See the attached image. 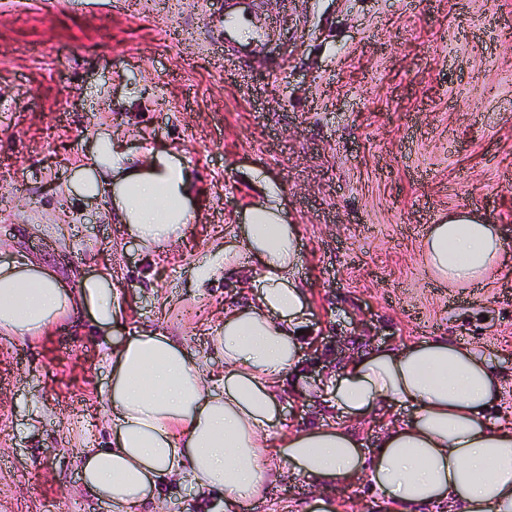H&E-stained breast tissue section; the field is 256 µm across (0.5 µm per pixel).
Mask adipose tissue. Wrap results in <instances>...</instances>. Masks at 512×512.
I'll return each instance as SVG.
<instances>
[{"label": "adipose tissue", "mask_w": 512, "mask_h": 512, "mask_svg": "<svg viewBox=\"0 0 512 512\" xmlns=\"http://www.w3.org/2000/svg\"><path fill=\"white\" fill-rule=\"evenodd\" d=\"M96 166L111 169L100 184L91 173L79 186L88 196L107 193L127 238L149 252L180 240L193 215L194 177L173 154L158 152L126 167L111 140ZM261 203L249 209L232 246L196 267L198 286L254 257L262 274L250 299L226 306L212 341L224 351V376L211 379L207 360L192 358L158 330L113 338L124 312L109 272L69 286L24 257L0 262V334L37 338L73 313L86 315L108 346L112 382L103 405L112 445L80 459L85 489L116 512H138L161 499L170 477L223 494L225 512H238L266 495L288 471L319 487L367 476L400 512L431 504L461 512H512V429L486 417L498 399L501 375L487 355L441 338L359 352L335 375L318 380L344 424L305 426L267 450L263 435L281 424L280 395L302 366L308 295L300 284L299 232L273 186L254 174ZM504 250L497 225L475 213L455 212L429 225L426 263L451 284H479ZM410 407L372 450H364L354 421L369 413Z\"/></svg>", "instance_id": "ef3b65f1"}]
</instances>
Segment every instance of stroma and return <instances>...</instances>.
Returning a JSON list of instances; mask_svg holds the SVG:
<instances>
[{"label":"stroma","mask_w":512,"mask_h":512,"mask_svg":"<svg viewBox=\"0 0 512 512\" xmlns=\"http://www.w3.org/2000/svg\"><path fill=\"white\" fill-rule=\"evenodd\" d=\"M224 0H0V261L28 257L65 284L110 270L124 327L150 325L224 371L210 336L249 275L200 288L203 254L237 241L266 175L297 224L311 287L304 384L357 352L431 337L486 353L503 374L490 415L512 426V0H252L272 27L250 57L224 39ZM107 136L133 162L164 150L197 187L184 238L146 256L107 198L76 189ZM477 210L505 235L479 287L440 281L421 252L438 215ZM111 370L72 320L37 340L0 335V512H112L78 458L111 433ZM276 443L321 401L285 396ZM341 512H391L364 479ZM317 490L289 475L244 512H285ZM154 512H224L174 481Z\"/></svg>","instance_id":"stroma-1"}]
</instances>
